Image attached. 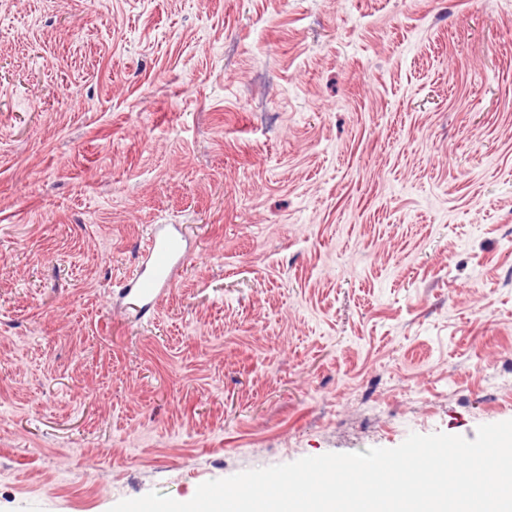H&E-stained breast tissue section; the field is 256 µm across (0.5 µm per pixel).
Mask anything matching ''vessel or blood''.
I'll list each match as a JSON object with an SVG mask.
<instances>
[{
    "label": "vessel or blood",
    "instance_id": "vessel-or-blood-1",
    "mask_svg": "<svg viewBox=\"0 0 512 512\" xmlns=\"http://www.w3.org/2000/svg\"><path fill=\"white\" fill-rule=\"evenodd\" d=\"M187 258L184 238L176 225H154L141 250V261L129 278L125 295L148 312L158 307Z\"/></svg>",
    "mask_w": 512,
    "mask_h": 512
}]
</instances>
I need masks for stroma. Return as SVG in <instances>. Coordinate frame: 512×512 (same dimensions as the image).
I'll use <instances>...</instances> for the list:
<instances>
[{
  "mask_svg": "<svg viewBox=\"0 0 512 512\" xmlns=\"http://www.w3.org/2000/svg\"><path fill=\"white\" fill-rule=\"evenodd\" d=\"M506 420L512 0H0V512ZM187 258L184 238L175 224H155L141 250V261L125 285V296L144 313L154 310L174 284Z\"/></svg>",
  "mask_w": 512,
  "mask_h": 512,
  "instance_id": "1",
  "label": "stroma"
}]
</instances>
